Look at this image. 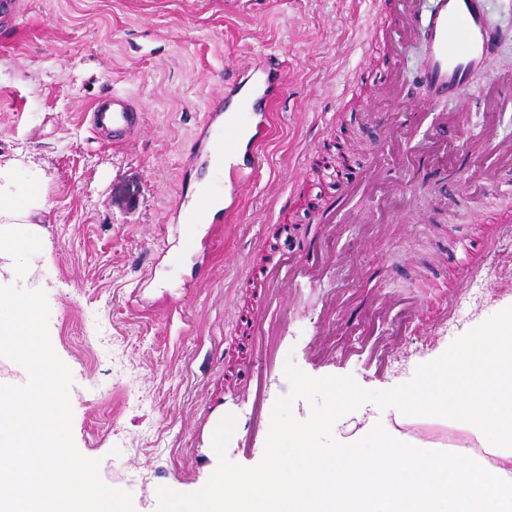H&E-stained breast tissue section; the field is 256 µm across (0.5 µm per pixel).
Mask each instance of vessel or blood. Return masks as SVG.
Segmentation results:
<instances>
[{"mask_svg":"<svg viewBox=\"0 0 512 512\" xmlns=\"http://www.w3.org/2000/svg\"><path fill=\"white\" fill-rule=\"evenodd\" d=\"M374 4L379 22L368 32V42L372 45L386 36L381 22L394 18L399 25H407L416 8V0H374ZM423 38L427 46L423 77L431 85L434 96L460 102L468 100L473 88L472 76L481 69L498 39L497 32L487 22L484 0H435ZM284 89L281 73L274 71L270 62L260 59L254 61L249 70L239 73L235 80L225 83L222 103L212 104L210 111L214 114L227 112L228 118L218 125L205 122L203 132L210 148L196 153L194 163L201 167L226 164L227 184L237 188L247 177L245 169L236 162L245 117L270 111ZM90 112L97 131L116 143L126 142L131 131L140 124L134 100L119 91L97 98ZM212 206L217 207L223 220L209 226L201 241L206 249L219 241L224 222L237 212V201L224 200L204 186L195 199L176 201L170 210L172 219L176 220L183 211H205ZM319 263L318 255L302 242L288 261L276 262L264 270L265 291L256 300L251 313L255 336V371L248 379L253 397L252 413L248 422L237 425L234 433L235 451L247 462H254L263 452L274 403L287 393V379L277 355L280 349L287 347L291 334L287 319L289 308L297 302L301 289L313 287Z\"/></svg>","mask_w":512,"mask_h":512,"instance_id":"b4317fda","label":"vessel or blood"}]
</instances>
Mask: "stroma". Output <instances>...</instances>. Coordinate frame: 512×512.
I'll use <instances>...</instances> for the list:
<instances>
[{
	"mask_svg": "<svg viewBox=\"0 0 512 512\" xmlns=\"http://www.w3.org/2000/svg\"><path fill=\"white\" fill-rule=\"evenodd\" d=\"M433 0H419L399 74L408 104L426 114L410 142H430L419 163L387 158L367 209L330 227L323 202L341 203L339 177L305 170L324 147L365 166L388 125L404 114L380 93L393 76L384 55L366 58L373 0H27L0 24V155L45 197L44 248L26 256L39 281L41 323L65 373L72 457L93 461L100 483L118 489L125 512H156L157 490L189 493L209 473L204 441L210 405L251 412L240 382L252 366L239 321L254 289L245 264L290 256L309 239L324 255L320 287L288 352L323 376L313 349L357 343L386 358L374 372L360 357L337 366L363 388L409 381L459 336L512 306V240L491 253V279L463 282L459 258L486 251L494 224L512 222V165L489 137L512 139V108L490 119L488 77L512 95V0H486L500 37L468 102L431 103L421 76ZM263 55L281 64L286 89L262 122L258 166L238 192V211L207 261L202 224H173L179 196L224 175L192 170L197 128L225 71ZM120 91L143 122L129 142L99 136L91 102ZM318 331L310 339V331ZM397 409L368 402L341 417L345 441L367 422L393 427Z\"/></svg>",
	"mask_w": 512,
	"mask_h": 512,
	"instance_id": "1",
	"label": "stroma"
}]
</instances>
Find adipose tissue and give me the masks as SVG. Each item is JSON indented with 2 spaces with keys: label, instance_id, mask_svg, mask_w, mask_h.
<instances>
[{
  "label": "adipose tissue",
  "instance_id": "1",
  "mask_svg": "<svg viewBox=\"0 0 512 512\" xmlns=\"http://www.w3.org/2000/svg\"><path fill=\"white\" fill-rule=\"evenodd\" d=\"M45 210L43 196L19 182L16 160L0 156V348L28 369L24 387L0 389V512H122L120 492L97 483L93 463L72 462L53 437L67 417L63 371L38 304L11 294L34 285L24 256L41 244Z\"/></svg>",
  "mask_w": 512,
  "mask_h": 512
}]
</instances>
